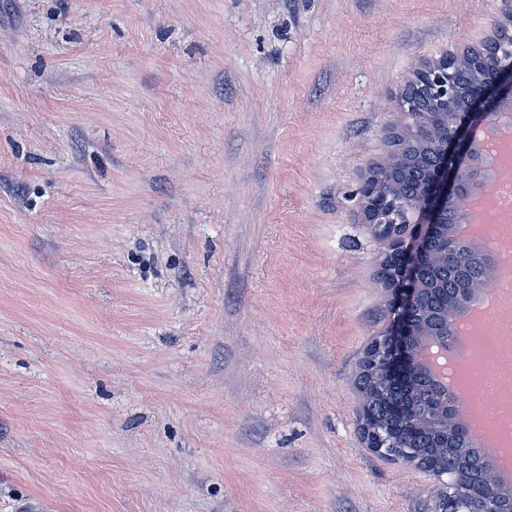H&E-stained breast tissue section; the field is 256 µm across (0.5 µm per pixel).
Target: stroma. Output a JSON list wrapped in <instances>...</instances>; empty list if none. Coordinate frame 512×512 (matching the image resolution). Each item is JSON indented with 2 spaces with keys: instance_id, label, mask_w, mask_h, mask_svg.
<instances>
[{
  "instance_id": "stroma-1",
  "label": "stroma",
  "mask_w": 512,
  "mask_h": 512,
  "mask_svg": "<svg viewBox=\"0 0 512 512\" xmlns=\"http://www.w3.org/2000/svg\"><path fill=\"white\" fill-rule=\"evenodd\" d=\"M512 0H0V512H440L364 444L358 189Z\"/></svg>"
}]
</instances>
